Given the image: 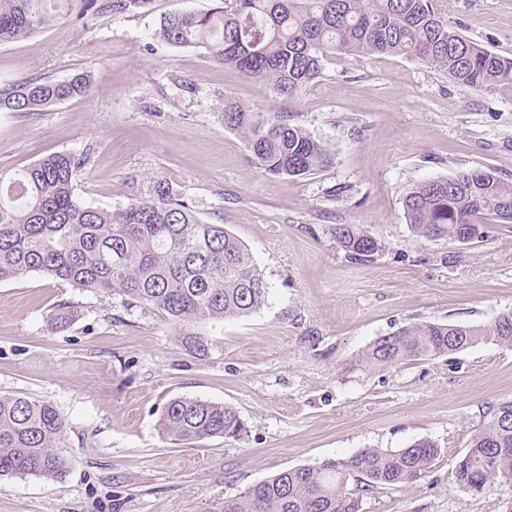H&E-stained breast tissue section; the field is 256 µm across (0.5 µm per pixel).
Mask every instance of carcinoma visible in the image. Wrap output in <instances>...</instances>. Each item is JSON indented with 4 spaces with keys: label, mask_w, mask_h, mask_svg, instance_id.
<instances>
[{
    "label": "carcinoma",
    "mask_w": 512,
    "mask_h": 512,
    "mask_svg": "<svg viewBox=\"0 0 512 512\" xmlns=\"http://www.w3.org/2000/svg\"><path fill=\"white\" fill-rule=\"evenodd\" d=\"M153 0H0V42L25 39L76 15L150 13ZM157 35L173 47L196 48L211 61L291 97L321 75L327 53L417 58L478 91L512 95V58L448 26L440 0H222L207 11L164 16ZM89 91L83 76L29 78L0 86V112H43ZM224 124L244 138L254 165L277 177L311 173L329 160L325 146L288 114L262 116L224 102ZM85 158L69 151L25 168L0 171V282L43 273L76 288L113 293L165 314L189 351L205 356L199 323L246 316L267 301L269 285L246 246L224 225L202 220L165 180L146 200L114 210L79 201L74 180ZM406 219L424 239L485 237L490 221L512 224V182L483 169L461 171L408 188ZM350 259L368 261L380 244L366 230L340 226ZM512 346V310L487 323L418 322L370 344L362 362L386 369L461 352L475 344ZM162 434L193 446L221 437L240 440L247 427L223 404L180 397L161 416ZM66 422L51 404L0 395V476L59 478L68 471ZM435 442L399 450L364 448L346 459L289 469L240 496L220 512H360L358 491L399 487L429 472ZM512 480V401L493 408L457 463L455 483L481 492L489 471Z\"/></svg>",
    "instance_id": "1"
}]
</instances>
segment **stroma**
Here are the masks:
<instances>
[{
  "mask_svg": "<svg viewBox=\"0 0 512 512\" xmlns=\"http://www.w3.org/2000/svg\"><path fill=\"white\" fill-rule=\"evenodd\" d=\"M213 0H153L150 13L62 21L0 43V85L90 77L88 93L43 112H0V171L76 152L86 204L116 209L167 180L200 218L224 225L270 285L267 303L206 323L208 355L186 350L159 311L41 273L0 282V394L53 404L72 459L59 479L0 476V512H219L226 497L291 468L365 448L435 442L424 477L361 492V512H512V481L471 494L457 462L491 409L512 400V346L481 343L430 361L364 366L378 337L421 321L481 324L512 309V224L468 244L416 237L413 184L479 168L512 181V97L462 86L402 56L326 54L294 98L175 48L165 14ZM447 20L512 57V0H447ZM288 113L331 151L313 173L279 178L224 126V102ZM363 226L383 245L355 262L336 237ZM70 321L54 324L62 309ZM178 397L234 408L242 440L192 447L159 419Z\"/></svg>",
  "mask_w": 512,
  "mask_h": 512,
  "instance_id": "stroma-1",
  "label": "stroma"
}]
</instances>
